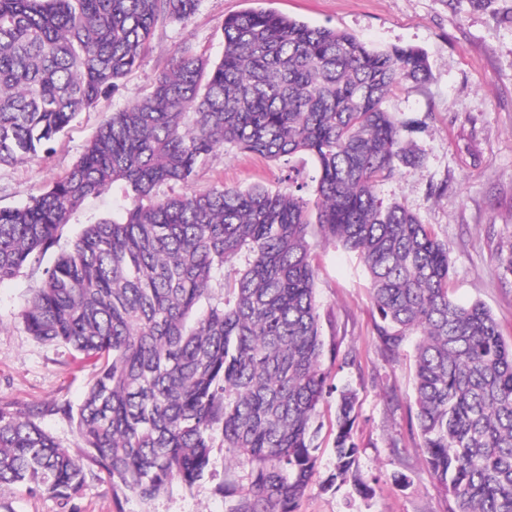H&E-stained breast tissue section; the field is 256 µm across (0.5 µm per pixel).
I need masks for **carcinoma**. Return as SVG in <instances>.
<instances>
[{
	"label": "carcinoma",
	"mask_w": 512,
	"mask_h": 512,
	"mask_svg": "<svg viewBox=\"0 0 512 512\" xmlns=\"http://www.w3.org/2000/svg\"><path fill=\"white\" fill-rule=\"evenodd\" d=\"M200 0H0V165L30 161L118 90L159 28ZM224 54L189 42L142 98L99 126L73 168L22 207H0V280L38 264L74 211L115 182L130 205L87 225L44 271L22 319L35 339L95 360L74 414L96 470L0 407V485L69 500L91 477L149 503L199 485L216 439L233 479L229 512H294L316 464L315 417L336 395V472L371 490L354 439L357 392L332 390L315 298V241L356 255L379 341L415 349L425 461L457 512H512V344L481 303L448 288V244L379 182L421 156L420 120L384 107L425 84V55L248 10L224 18ZM229 144L271 161L305 155L298 193L264 186L161 195ZM223 281L213 286L216 271Z\"/></svg>",
	"instance_id": "obj_1"
}]
</instances>
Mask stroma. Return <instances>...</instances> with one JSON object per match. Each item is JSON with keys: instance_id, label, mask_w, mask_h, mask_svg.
I'll list each match as a JSON object with an SVG mask.
<instances>
[{"instance_id": "stroma-1", "label": "stroma", "mask_w": 512, "mask_h": 512, "mask_svg": "<svg viewBox=\"0 0 512 512\" xmlns=\"http://www.w3.org/2000/svg\"><path fill=\"white\" fill-rule=\"evenodd\" d=\"M507 0L483 8L449 6L447 0H201L184 25L172 24L155 36L140 65L118 92L101 97L82 112L34 162L0 166V206H19L69 171L111 112L145 95L171 53L183 42L215 61L224 50L227 15L267 10L312 26H330L378 47H414L426 56L430 78L422 85L395 90L385 102L396 116L419 117L413 140L420 167L400 169L380 182L378 196L399 202L431 226L449 247L452 298L480 302L495 318L506 343H512V277L503 276L498 258L512 250V24L500 11ZM313 174L305 156L291 164L272 162L227 146L213 153L195 179L163 187L166 195L204 192L215 186L254 185L288 194L296 184L293 169ZM128 204L122 183L91 198L72 214L59 241H69L88 224L123 212ZM315 294L326 349L353 350L357 362L325 361L329 387L345 385L358 393L355 437L359 470L373 488L360 493L353 482L334 483L335 402L326 399L317 422V463L295 512H455L427 466L415 419L413 345L398 354L380 345L379 315L359 260L333 244L314 251ZM42 277L23 269L0 282V405L28 412L39 407L37 424L75 456H83L75 424L60 410L78 405L91 381L90 362L61 346L36 341L25 329L22 312ZM227 478L223 448H214L210 472L200 485L171 491L149 504L114 499L109 483L91 479L69 501L0 487V512H227L231 501L217 487Z\"/></svg>"}]
</instances>
